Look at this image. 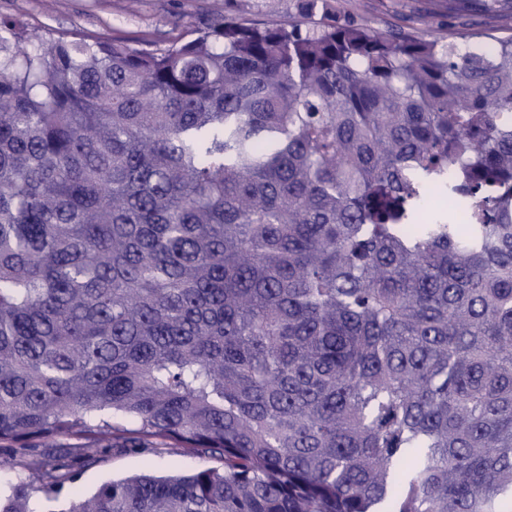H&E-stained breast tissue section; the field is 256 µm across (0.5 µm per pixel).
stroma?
<instances>
[{"mask_svg": "<svg viewBox=\"0 0 512 512\" xmlns=\"http://www.w3.org/2000/svg\"><path fill=\"white\" fill-rule=\"evenodd\" d=\"M339 19L375 29L401 27L410 34L427 33L471 42L473 34L512 37V13L499 0H331ZM301 0H0V17L21 22L34 43L58 34L79 32L103 42L136 49L166 48L178 38L194 37L217 10L245 23L285 24L300 17ZM208 459L172 448L112 450L91 467L77 468L75 482L65 484L60 498L90 494L103 483L149 472L189 475L209 467Z\"/></svg>", "mask_w": 512, "mask_h": 512, "instance_id": "obj_1", "label": "stroma"}]
</instances>
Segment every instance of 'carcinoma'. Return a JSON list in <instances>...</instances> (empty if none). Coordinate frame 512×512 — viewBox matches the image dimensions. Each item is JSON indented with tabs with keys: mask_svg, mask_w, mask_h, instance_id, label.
Instances as JSON below:
<instances>
[{
	"mask_svg": "<svg viewBox=\"0 0 512 512\" xmlns=\"http://www.w3.org/2000/svg\"><path fill=\"white\" fill-rule=\"evenodd\" d=\"M0 30V512H512V39ZM220 466L218 461L201 458L177 448L159 453L150 450H111L94 466L82 468L76 465L75 482L65 484L60 502L46 503L44 508H61L73 493L91 494L112 479L143 472L156 475H189L206 467Z\"/></svg>",
	"mask_w": 512,
	"mask_h": 512,
	"instance_id": "cac0c4a2",
	"label": "carcinoma"
}]
</instances>
